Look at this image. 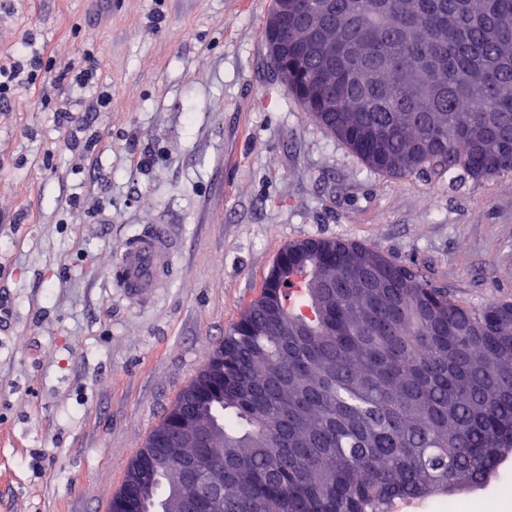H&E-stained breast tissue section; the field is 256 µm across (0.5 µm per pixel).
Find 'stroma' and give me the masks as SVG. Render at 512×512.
Returning a JSON list of instances; mask_svg holds the SVG:
<instances>
[{"label": "stroma", "mask_w": 512, "mask_h": 512, "mask_svg": "<svg viewBox=\"0 0 512 512\" xmlns=\"http://www.w3.org/2000/svg\"><path fill=\"white\" fill-rule=\"evenodd\" d=\"M272 4L0 0V65L53 61L0 103V512H107L289 243L356 241L464 305L512 301V174L367 169L272 68ZM154 224L181 247L135 303L110 277Z\"/></svg>", "instance_id": "35a3bbf8"}]
</instances>
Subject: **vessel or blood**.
Returning a JSON list of instances; mask_svg holds the SVG:
<instances>
[{
  "instance_id": "obj_1",
  "label": "vessel or blood",
  "mask_w": 512,
  "mask_h": 512,
  "mask_svg": "<svg viewBox=\"0 0 512 512\" xmlns=\"http://www.w3.org/2000/svg\"><path fill=\"white\" fill-rule=\"evenodd\" d=\"M178 245L172 225H152L122 251L115 264V286L130 299L151 298L172 272Z\"/></svg>"
}]
</instances>
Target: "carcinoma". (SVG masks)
<instances>
[{"mask_svg":"<svg viewBox=\"0 0 512 512\" xmlns=\"http://www.w3.org/2000/svg\"><path fill=\"white\" fill-rule=\"evenodd\" d=\"M296 0L306 25L270 57L292 98L369 168L395 179L512 173V0ZM336 85L318 112L308 85ZM285 247L260 296L199 373L209 448L196 512H386L481 486L512 456V302L466 307L358 242ZM390 288H373L378 277ZM161 427L127 465L134 495Z\"/></svg>","mask_w":512,"mask_h":512,"instance_id":"1","label":"carcinoma"}]
</instances>
